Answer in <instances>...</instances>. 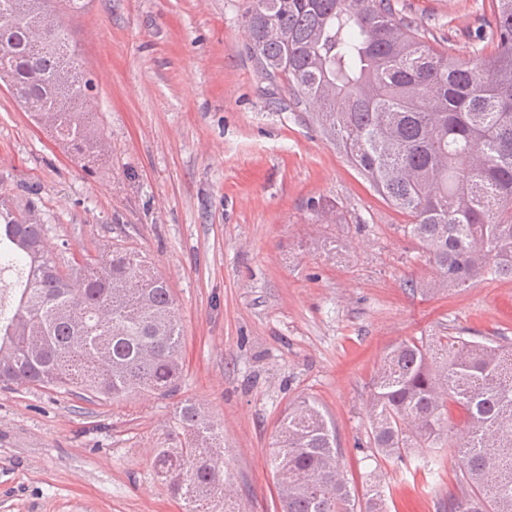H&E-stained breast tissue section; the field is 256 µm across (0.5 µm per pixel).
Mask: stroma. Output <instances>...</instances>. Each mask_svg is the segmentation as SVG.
<instances>
[{
    "label": "stroma",
    "mask_w": 512,
    "mask_h": 512,
    "mask_svg": "<svg viewBox=\"0 0 512 512\" xmlns=\"http://www.w3.org/2000/svg\"><path fill=\"white\" fill-rule=\"evenodd\" d=\"M491 0H398L423 39L471 56ZM248 0H87L64 23L96 88L108 157L86 168L0 85V203L34 210L53 255L101 241L146 253L183 324L186 376L168 398L85 402L0 389V512H185L153 460L183 400L224 431L242 512H275L281 414L317 400L352 487L384 475L387 512H437L454 447L374 459L365 401L391 344H512V277L429 293L433 270L386 203L246 52ZM440 468L428 473L425 463Z\"/></svg>",
    "instance_id": "1"
}]
</instances>
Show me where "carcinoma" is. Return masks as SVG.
<instances>
[{"instance_id": "1", "label": "carcinoma", "mask_w": 512, "mask_h": 512, "mask_svg": "<svg viewBox=\"0 0 512 512\" xmlns=\"http://www.w3.org/2000/svg\"><path fill=\"white\" fill-rule=\"evenodd\" d=\"M85 0H0V81L77 159L103 140L83 111L93 79L59 15ZM489 32L468 58L421 40L396 0H251L246 49L374 190L409 217L434 289L512 277V0H492ZM45 41L31 38L46 18ZM491 51H486V48ZM45 225L0 209V386L62 389L86 401L171 396L184 377L183 336L166 280L141 251L112 241L62 271ZM467 415L448 512H512V346L485 336L403 340L380 360L365 404L372 456L441 448L448 404ZM155 473L187 512H240L224 436L186 402ZM336 426L303 399L279 421L271 459L280 512H357ZM367 475L364 512H383Z\"/></svg>"}]
</instances>
